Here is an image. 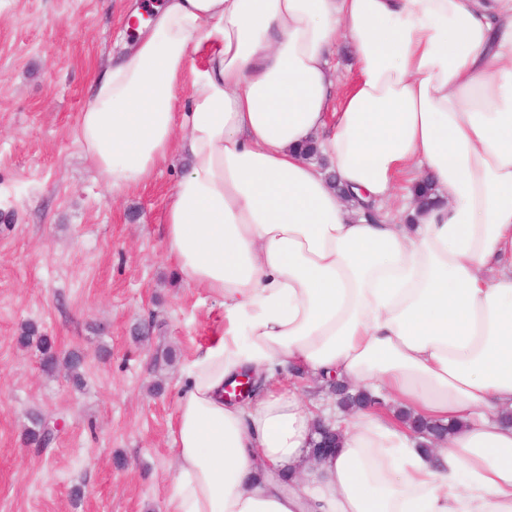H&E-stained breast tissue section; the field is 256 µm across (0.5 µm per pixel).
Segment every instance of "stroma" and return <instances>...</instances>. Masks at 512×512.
Returning a JSON list of instances; mask_svg holds the SVG:
<instances>
[{
	"instance_id": "stroma-1",
	"label": "stroma",
	"mask_w": 512,
	"mask_h": 512,
	"mask_svg": "<svg viewBox=\"0 0 512 512\" xmlns=\"http://www.w3.org/2000/svg\"><path fill=\"white\" fill-rule=\"evenodd\" d=\"M129 0H0V512H166L181 370L221 314L161 224L184 164L112 191L77 127L127 41ZM36 323L81 383L16 341ZM148 327V340L137 337ZM58 430L27 446L34 419Z\"/></svg>"
}]
</instances>
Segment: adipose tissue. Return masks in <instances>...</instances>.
I'll list each match as a JSON object with an SVG mask.
<instances>
[{"instance_id":"adipose-tissue-1","label":"adipose tissue","mask_w":512,"mask_h":512,"mask_svg":"<svg viewBox=\"0 0 512 512\" xmlns=\"http://www.w3.org/2000/svg\"><path fill=\"white\" fill-rule=\"evenodd\" d=\"M144 8L79 143L117 192L184 161L167 257L222 309L182 370L167 512H512V0ZM246 371L266 388L226 400ZM298 371L374 402L273 385Z\"/></svg>"}]
</instances>
